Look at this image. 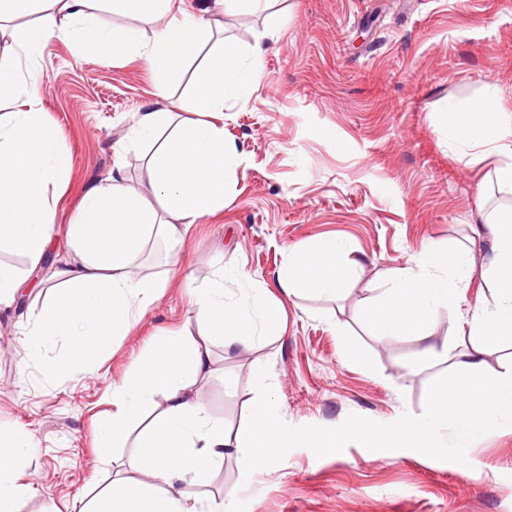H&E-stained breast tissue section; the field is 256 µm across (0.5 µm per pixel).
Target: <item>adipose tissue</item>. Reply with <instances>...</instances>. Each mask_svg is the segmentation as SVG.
Segmentation results:
<instances>
[{
	"mask_svg": "<svg viewBox=\"0 0 512 512\" xmlns=\"http://www.w3.org/2000/svg\"><path fill=\"white\" fill-rule=\"evenodd\" d=\"M92 0H0V33L6 24L33 17L17 42L20 56L0 64V96L14 99L15 111L0 115V250L20 249L39 263L55 226L56 190L69 175V164L53 126L41 112L43 79L32 72V61L54 38H72L104 62L131 56L144 60L167 82L179 61L198 55L199 89L185 102L198 116L191 124L175 123L159 109L138 114L131 141H154L149 159L148 193L132 189L121 169H114L86 193L78 215L68 227L72 253L51 278L63 292L61 304L32 329L33 342L65 336L95 359L108 356L110 340L126 335L133 320L143 317L158 298L161 284L133 270V261L153 233L164 232L178 244L192 224L223 212L224 173L238 158L215 123L226 99L248 100L256 90L262 45L241 54L234 42L215 41V27L205 16L174 15V0H100L103 8L137 16L138 24L119 30L106 27L93 12ZM454 125L472 146L495 145L501 159L494 169L499 186L512 189V114L498 93L477 99L473 108L449 105ZM162 199L176 223L161 220L147 198ZM471 245L425 252L414 272H393L378 300L380 324L407 335L431 360L451 359L454 389L435 390L423 416L405 420L395 431L398 447L438 458L455 454L465 459L475 438L500 422L502 408L512 409V367L488 373L482 357L512 340V211L483 217L473 224ZM489 243L490 264L497 288L491 300L476 306L468 334L479 342L463 350L464 337H436L432 331L440 308L454 303L467 278L471 246ZM346 244L323 239L292 250L277 274L285 294L333 296L349 284L356 260ZM201 336L221 333L225 346H246L259 336L279 335L283 309L265 285L247 289L244 297L226 295L223 284L193 291ZM467 334V335H468ZM211 365L206 346L191 344L146 357L136 372L113 387L114 407L105 447H114L130 422L153 408L156 384H163L166 406L158 413L143 446L150 481L115 476L99 485L97 506L82 512H236L237 491L222 499L203 501L192 488L206 485L226 455L239 454L244 477H251L287 447L285 422L267 397L252 401L247 421L235 432L208 416L190 392L195 379ZM454 429L457 443L447 450L442 432Z\"/></svg>",
	"mask_w": 512,
	"mask_h": 512,
	"instance_id": "ef3b65f1",
	"label": "adipose tissue"
}]
</instances>
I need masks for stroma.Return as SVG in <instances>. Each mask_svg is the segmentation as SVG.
Segmentation results:
<instances>
[{
  "label": "stroma",
  "instance_id": "stroma-1",
  "mask_svg": "<svg viewBox=\"0 0 512 512\" xmlns=\"http://www.w3.org/2000/svg\"><path fill=\"white\" fill-rule=\"evenodd\" d=\"M219 22L240 51L262 44L259 82L250 99L224 103V138L239 160L224 176L223 212L193 225L177 248L158 236L136 256L138 273L164 281L158 299L101 361L63 336L28 348L59 289L0 307V439L28 444L17 512H77L111 471L147 480L144 421L106 467L99 436L113 386L173 333L210 351L192 394L211 418L234 429L267 395L288 425L271 469L247 481L238 455H226L196 488L202 499L236 487L239 512H512V423L473 440L463 466L392 448L394 428L455 379L447 361L417 366L418 343L376 321L386 272L416 270L428 250L466 247L471 224L512 209V191L494 179L498 156L469 152L448 119L449 104L468 108L491 89L512 111V0H270L264 11L236 0ZM37 67L44 118L71 171L49 246L60 264L85 193L113 167L147 188L149 147L126 135L154 106L156 80L143 61L105 63L69 39H51ZM327 237L359 262L347 288L322 297L275 289L289 252ZM232 269L273 287L286 313L281 336L229 349L223 336L200 337L189 291L220 279L239 295L222 276ZM495 288L487 256L477 255L436 336L456 333ZM263 368L273 373L267 386L256 379ZM352 421L364 438L333 447Z\"/></svg>",
  "mask_w": 512,
  "mask_h": 512
}]
</instances>
